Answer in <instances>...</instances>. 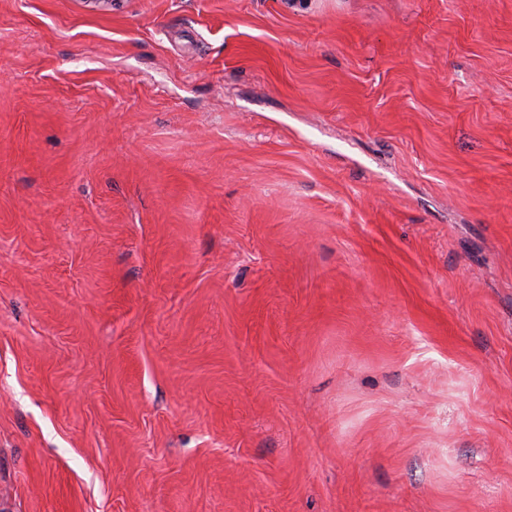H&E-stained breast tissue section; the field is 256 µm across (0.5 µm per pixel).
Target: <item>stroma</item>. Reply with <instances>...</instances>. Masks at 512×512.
<instances>
[{"instance_id": "1", "label": "stroma", "mask_w": 512, "mask_h": 512, "mask_svg": "<svg viewBox=\"0 0 512 512\" xmlns=\"http://www.w3.org/2000/svg\"><path fill=\"white\" fill-rule=\"evenodd\" d=\"M0 512H512V0H0Z\"/></svg>"}]
</instances>
